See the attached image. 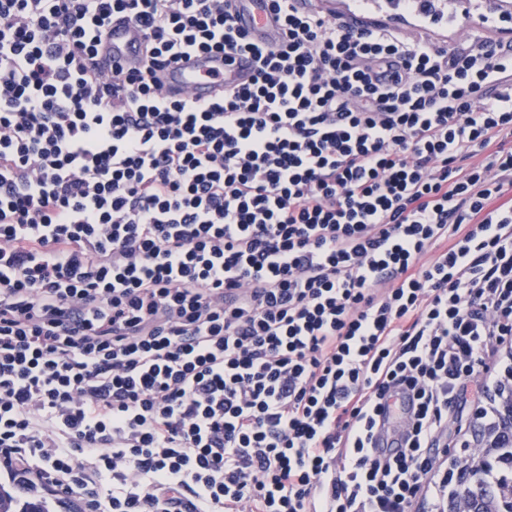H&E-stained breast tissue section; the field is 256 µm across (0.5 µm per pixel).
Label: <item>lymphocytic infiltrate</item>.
I'll use <instances>...</instances> for the list:
<instances>
[{"instance_id": "lymphocytic-infiltrate-1", "label": "lymphocytic infiltrate", "mask_w": 512, "mask_h": 512, "mask_svg": "<svg viewBox=\"0 0 512 512\" xmlns=\"http://www.w3.org/2000/svg\"><path fill=\"white\" fill-rule=\"evenodd\" d=\"M269 2L0 0V469L79 512H441L512 382V42ZM237 25L255 42H270L281 36L279 22L268 0H234ZM144 35L131 19L114 17L101 36V46L95 58V70L102 76L112 77L117 67L129 68L142 57ZM165 95L172 100L191 97L216 101L224 92V55L192 53L160 72Z\"/></svg>"}]
</instances>
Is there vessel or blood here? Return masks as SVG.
<instances>
[{"label": "vessel or blood", "instance_id": "obj_1", "mask_svg": "<svg viewBox=\"0 0 512 512\" xmlns=\"http://www.w3.org/2000/svg\"><path fill=\"white\" fill-rule=\"evenodd\" d=\"M233 11L238 25L250 39L270 42L280 38L281 30L268 0H234ZM144 35L131 19L117 16L101 36V46L95 58V70L102 76H111L118 67L128 68L142 57ZM254 70L251 56L241 55L232 68H225L220 53H193L181 58L160 73L165 95L172 100L191 97L198 100H219L224 91L225 75L234 79H249Z\"/></svg>", "mask_w": 512, "mask_h": 512}]
</instances>
